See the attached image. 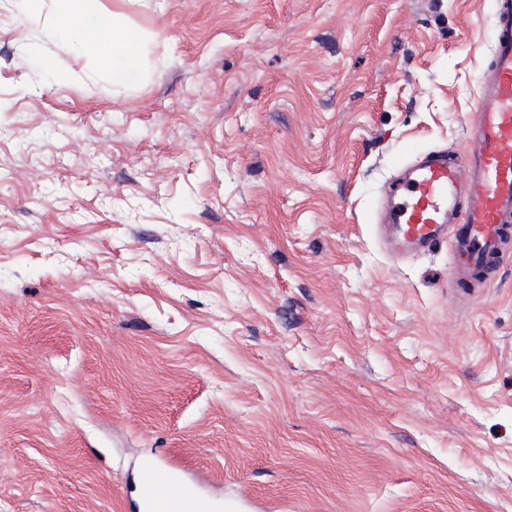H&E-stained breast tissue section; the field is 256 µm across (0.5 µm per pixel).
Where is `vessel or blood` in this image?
I'll use <instances>...</instances> for the list:
<instances>
[{
  "label": "vessel or blood",
  "mask_w": 512,
  "mask_h": 512,
  "mask_svg": "<svg viewBox=\"0 0 512 512\" xmlns=\"http://www.w3.org/2000/svg\"><path fill=\"white\" fill-rule=\"evenodd\" d=\"M492 62L479 77L477 122L469 140V177L444 150L415 158L389 187L385 222L392 246L426 252L450 243L452 281L501 263L512 241V0H501ZM141 512H199V492L169 469L146 466Z\"/></svg>",
  "instance_id": "b4317fda"
}]
</instances>
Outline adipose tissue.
<instances>
[{
  "label": "adipose tissue",
  "mask_w": 512,
  "mask_h": 512,
  "mask_svg": "<svg viewBox=\"0 0 512 512\" xmlns=\"http://www.w3.org/2000/svg\"><path fill=\"white\" fill-rule=\"evenodd\" d=\"M63 18L58 36L65 43L97 56L111 72L116 84H131L142 75L140 57L144 36L120 22H109L93 5V0H50Z\"/></svg>",
  "instance_id": "obj_1"
}]
</instances>
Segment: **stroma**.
<instances>
[{
	"label": "stroma",
	"instance_id": "35a3bbf8",
	"mask_svg": "<svg viewBox=\"0 0 512 512\" xmlns=\"http://www.w3.org/2000/svg\"><path fill=\"white\" fill-rule=\"evenodd\" d=\"M499 0H97L116 84L0 0V512H512V255L379 209L468 150ZM140 512H199V492L167 468L146 466L141 474Z\"/></svg>",
	"mask_w": 512,
	"mask_h": 512
}]
</instances>
